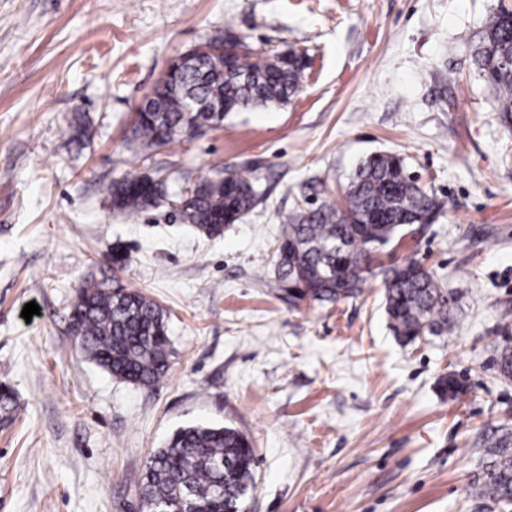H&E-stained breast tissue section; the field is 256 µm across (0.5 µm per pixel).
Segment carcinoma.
Returning <instances> with one entry per match:
<instances>
[{"label":"carcinoma","mask_w":512,"mask_h":512,"mask_svg":"<svg viewBox=\"0 0 512 512\" xmlns=\"http://www.w3.org/2000/svg\"><path fill=\"white\" fill-rule=\"evenodd\" d=\"M229 48L224 61L244 83L216 66L186 67L162 78L149 104L137 112L127 148L148 156L202 127L211 112H189L196 99L224 104L225 114L257 106L285 103L303 87L307 66L303 54L289 50L262 55L240 38L228 35L206 42ZM474 61L501 99V111L512 114V9L489 14L474 49ZM165 180L155 176L125 177L109 189L112 209L132 214L152 205L164 193ZM257 195L256 180L241 174L205 177L181 199L183 223L205 237L224 233L248 212ZM438 202L412 178L406 158L376 153L364 160L343 195V202L296 208L286 217L277 243L273 287L291 303L335 304L356 297L380 268L390 329L404 343H414L450 322L456 299L433 275L414 261L399 263L393 254L381 258L387 245L414 224H426ZM70 319L80 348L98 366L132 384L151 387L169 370L170 338L160 306L135 289L87 282L78 291ZM497 372L512 380V342L498 353ZM441 392L454 399L464 382L450 373L439 381ZM16 400L0 386V415L12 418ZM255 455L247 435L232 426L196 424L181 427L146 463L139 485L144 504H177L192 493L184 512H242L254 484ZM470 495L493 512L512 509V433L491 445L484 474Z\"/></svg>","instance_id":"1"}]
</instances>
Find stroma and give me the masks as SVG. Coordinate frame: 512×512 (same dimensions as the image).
Listing matches in <instances>:
<instances>
[{
  "label": "stroma",
  "instance_id": "obj_1",
  "mask_svg": "<svg viewBox=\"0 0 512 512\" xmlns=\"http://www.w3.org/2000/svg\"><path fill=\"white\" fill-rule=\"evenodd\" d=\"M512 0H0V512H142L136 487L177 428L228 424L257 464L247 512H483L469 495L487 442L512 430V124L472 56ZM233 30L305 54L303 90L142 160L133 113L170 61ZM405 157L441 204L398 249L451 291L437 336L405 345L383 287L293 306L261 282L281 219L336 200L375 152ZM164 168L165 198L127 216L108 189ZM253 173L254 207L222 236L183 224V190ZM130 252L112 267L114 248ZM88 281L166 315L161 383L134 385L78 347ZM36 302L38 315L21 312ZM463 378L441 396L446 374Z\"/></svg>",
  "mask_w": 512,
  "mask_h": 512
}]
</instances>
